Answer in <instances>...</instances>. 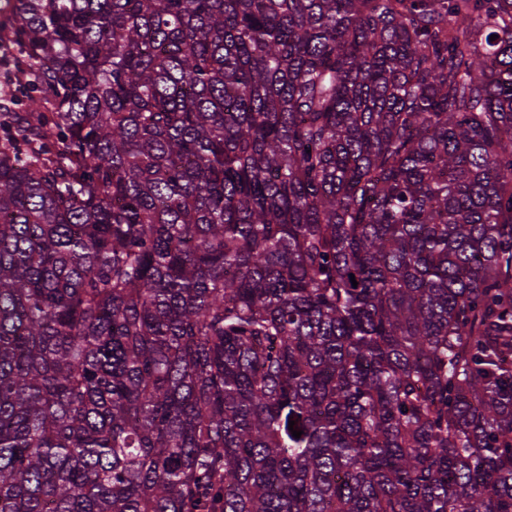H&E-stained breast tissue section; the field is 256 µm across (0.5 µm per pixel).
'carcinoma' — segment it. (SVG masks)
<instances>
[{"instance_id": "1", "label": "carcinoma", "mask_w": 512, "mask_h": 512, "mask_svg": "<svg viewBox=\"0 0 512 512\" xmlns=\"http://www.w3.org/2000/svg\"><path fill=\"white\" fill-rule=\"evenodd\" d=\"M8 2L0 512H512V0Z\"/></svg>"}]
</instances>
